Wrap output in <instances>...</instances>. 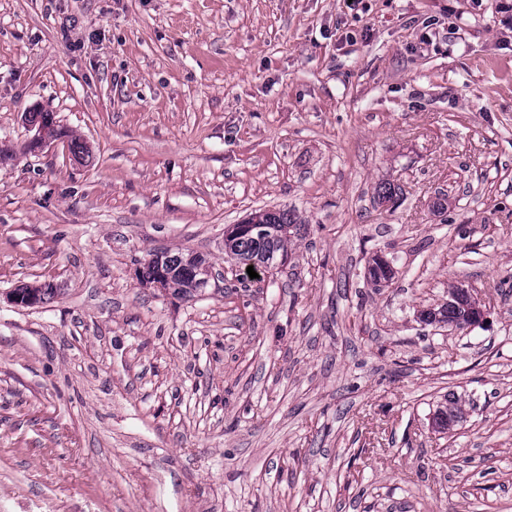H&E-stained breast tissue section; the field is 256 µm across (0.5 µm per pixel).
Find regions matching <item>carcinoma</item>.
I'll return each instance as SVG.
<instances>
[{
	"label": "carcinoma",
	"instance_id": "cac0c4a2",
	"mask_svg": "<svg viewBox=\"0 0 512 512\" xmlns=\"http://www.w3.org/2000/svg\"><path fill=\"white\" fill-rule=\"evenodd\" d=\"M296 224L286 210L259 211L242 221L245 229L230 237L224 244L226 253L241 260L244 265L254 270L271 269L277 257H286L285 244L290 228ZM206 269V260L199 256H171L156 253L148 261L142 272V280L162 291L178 298H190L200 288L201 271ZM470 304L467 293H450L448 303L435 312L424 314V320H440L458 328L468 323L467 306ZM461 414L457 401L448 399L435 414L438 428L446 430L455 423Z\"/></svg>",
	"mask_w": 512,
	"mask_h": 512
}]
</instances>
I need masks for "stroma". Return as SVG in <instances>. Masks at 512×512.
I'll use <instances>...</instances> for the list:
<instances>
[{"label": "stroma", "instance_id": "obj_1", "mask_svg": "<svg viewBox=\"0 0 512 512\" xmlns=\"http://www.w3.org/2000/svg\"><path fill=\"white\" fill-rule=\"evenodd\" d=\"M503 2L0 0V512H512ZM261 209L300 223L241 289ZM455 286L486 324L423 321ZM204 269H207L206 260L200 256L185 258L165 252L156 253L144 268L142 280L171 296L190 298L206 282L205 277L201 278V271Z\"/></svg>", "mask_w": 512, "mask_h": 512}]
</instances>
